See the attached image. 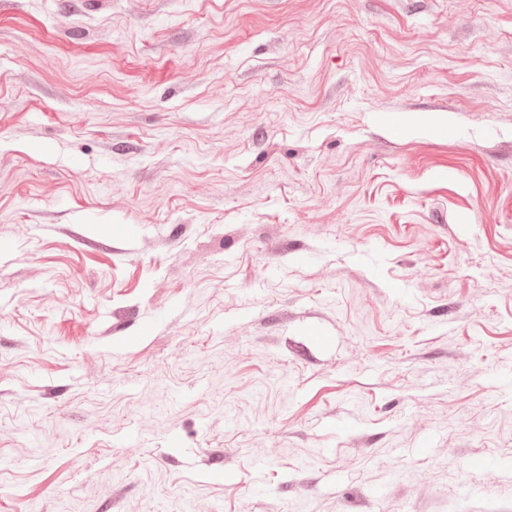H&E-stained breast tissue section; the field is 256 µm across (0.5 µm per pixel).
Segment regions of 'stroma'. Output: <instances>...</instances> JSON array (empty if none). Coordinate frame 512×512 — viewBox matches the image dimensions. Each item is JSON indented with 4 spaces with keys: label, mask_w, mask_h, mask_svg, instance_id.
<instances>
[{
    "label": "stroma",
    "mask_w": 512,
    "mask_h": 512,
    "mask_svg": "<svg viewBox=\"0 0 512 512\" xmlns=\"http://www.w3.org/2000/svg\"><path fill=\"white\" fill-rule=\"evenodd\" d=\"M0 512H512V0H0Z\"/></svg>",
    "instance_id": "1"
}]
</instances>
